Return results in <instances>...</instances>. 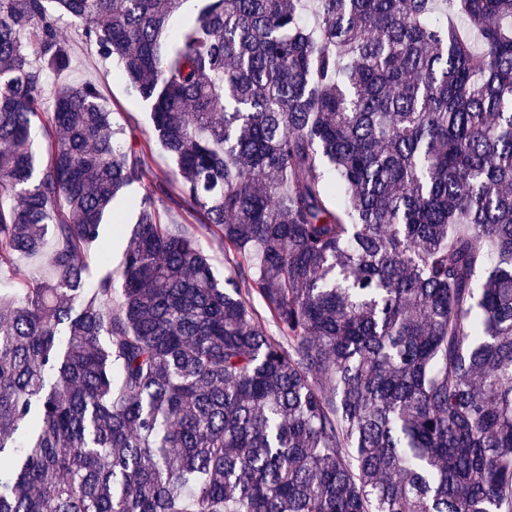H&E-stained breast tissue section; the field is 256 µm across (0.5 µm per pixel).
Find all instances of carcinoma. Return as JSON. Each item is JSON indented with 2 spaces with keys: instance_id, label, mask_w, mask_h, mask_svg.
Here are the masks:
<instances>
[{
  "instance_id": "1",
  "label": "carcinoma",
  "mask_w": 512,
  "mask_h": 512,
  "mask_svg": "<svg viewBox=\"0 0 512 512\" xmlns=\"http://www.w3.org/2000/svg\"><path fill=\"white\" fill-rule=\"evenodd\" d=\"M183 2L0 0V512H512V0H203L167 48ZM62 21L173 186L95 84L48 87ZM60 35L70 44L71 65L66 71L52 75L50 85H79L86 81L95 83L104 104L112 112L113 120L125 128L127 142H135L151 150L154 181L172 180L174 166L158 143L150 110L127 93L119 68L115 64L102 62L95 50L81 40L70 26L62 24ZM120 217L124 224L119 228L114 224H110L112 216L109 215L105 219V236L104 242L107 245V250L110 255L108 263H103L99 259L98 249L93 247L86 254V263L88 266V280L91 285L95 284L98 279L112 272V277L119 282L120 270L124 256V250L128 243L130 231L133 227L135 220V212L131 207H125L120 211ZM161 212L165 224H186L190 230L197 232L217 275L219 278L224 279V273L232 266V256L229 257L224 254V242L218 236H214L200 228L192 217L175 210H162Z\"/></svg>"
}]
</instances>
